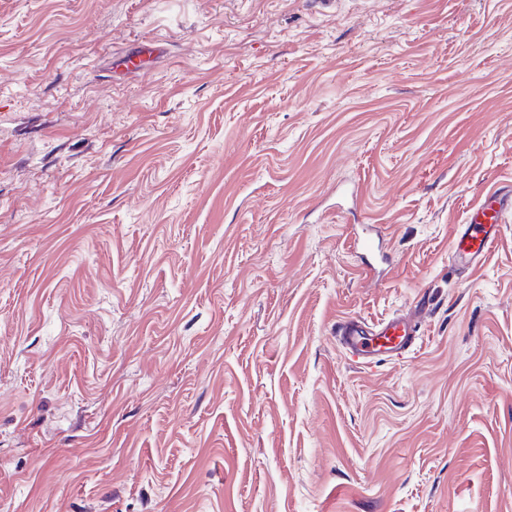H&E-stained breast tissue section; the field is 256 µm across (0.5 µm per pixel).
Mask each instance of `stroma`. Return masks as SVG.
<instances>
[{"mask_svg": "<svg viewBox=\"0 0 512 512\" xmlns=\"http://www.w3.org/2000/svg\"><path fill=\"white\" fill-rule=\"evenodd\" d=\"M508 184L512 0H0V512H512ZM512 215V192L498 190L472 207L451 241V258L458 267L477 266L499 238L502 224ZM427 308L425 302H418L412 313L391 316L376 324L356 316L344 317L336 323V339L359 364L404 358L419 342V320Z\"/></svg>", "mask_w": 512, "mask_h": 512, "instance_id": "35a3bbf8", "label": "stroma"}]
</instances>
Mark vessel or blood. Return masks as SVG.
Instances as JSON below:
<instances>
[{"instance_id": "obj_1", "label": "vessel or blood", "mask_w": 512, "mask_h": 512, "mask_svg": "<svg viewBox=\"0 0 512 512\" xmlns=\"http://www.w3.org/2000/svg\"><path fill=\"white\" fill-rule=\"evenodd\" d=\"M512 217V192L498 190L480 206L470 208L451 241V258L460 267L477 266L499 238L502 224ZM425 303H416L412 313L388 317L369 324L356 316L336 323V338L357 363L373 364L404 358L420 339L419 320Z\"/></svg>"}]
</instances>
